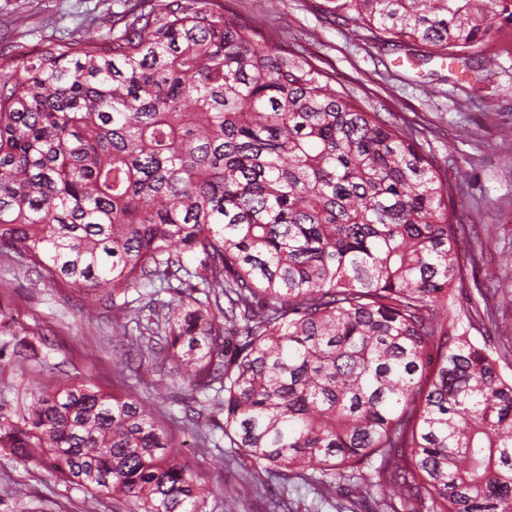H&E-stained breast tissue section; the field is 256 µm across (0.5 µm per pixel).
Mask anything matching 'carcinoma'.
<instances>
[{
    "label": "carcinoma",
    "instance_id": "carcinoma-1",
    "mask_svg": "<svg viewBox=\"0 0 512 512\" xmlns=\"http://www.w3.org/2000/svg\"><path fill=\"white\" fill-rule=\"evenodd\" d=\"M337 15L470 69L512 0H331ZM224 0H137L29 57L0 51V248L99 301L141 284L152 355L213 390L256 493L300 483L374 512H512V325L466 288L448 188L415 134ZM129 388L33 396L0 451L52 458L129 512H196L200 476Z\"/></svg>",
    "mask_w": 512,
    "mask_h": 512
}]
</instances>
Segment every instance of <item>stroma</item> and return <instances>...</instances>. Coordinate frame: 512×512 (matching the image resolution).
Listing matches in <instances>:
<instances>
[{
    "mask_svg": "<svg viewBox=\"0 0 512 512\" xmlns=\"http://www.w3.org/2000/svg\"><path fill=\"white\" fill-rule=\"evenodd\" d=\"M228 15L259 26L276 48L301 50L368 110L419 130L418 141L452 189L455 220L476 227L461 254L481 251L497 266L512 253V149L501 145L512 129V23L484 43L494 65L484 83L459 66L423 61V46L402 41L391 48L364 28L326 12L327 0H228ZM126 0H0V48L27 56L41 43L83 22L109 30ZM24 27H16L17 17ZM111 302L89 306L83 292L27 267L16 250H0V417L18 418L33 395L87 382L106 393L122 392L114 371L127 362L138 393L157 409L184 417L195 390L173 383L166 366L139 348L141 328L115 334ZM30 349L18 357V341ZM183 462L223 494L208 497L198 512H266L262 501L222 463L220 452L193 447L175 434ZM124 500L90 496L64 482L49 460L0 452V512H125Z\"/></svg>",
    "mask_w": 512,
    "mask_h": 512,
    "instance_id": "stroma-1",
    "label": "stroma"
}]
</instances>
